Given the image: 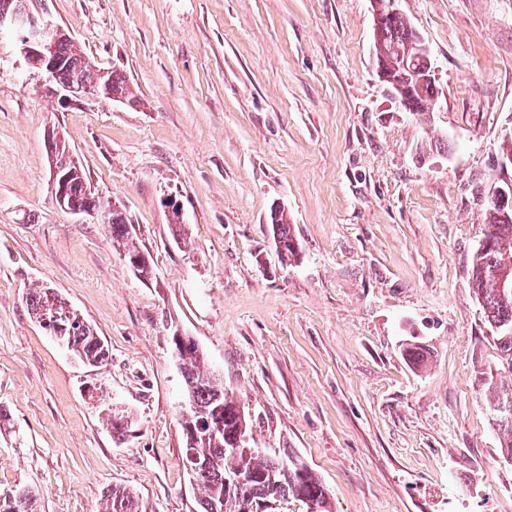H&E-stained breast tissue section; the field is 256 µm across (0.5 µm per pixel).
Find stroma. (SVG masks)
Returning a JSON list of instances; mask_svg holds the SVG:
<instances>
[{"mask_svg": "<svg viewBox=\"0 0 512 512\" xmlns=\"http://www.w3.org/2000/svg\"><path fill=\"white\" fill-rule=\"evenodd\" d=\"M32 2L139 102L61 104L0 40V493L104 512L121 485L139 512H198L182 335L249 413L252 447L297 455L334 512H512L470 280L483 200L512 180V0H400L435 72L427 112L380 82L370 0ZM52 128L125 206L152 280L104 225L56 209ZM275 205L298 244L289 266ZM40 284L96 328L107 365L30 316ZM272 210L267 226L272 234L280 261L286 265H291V261H295L299 255L297 249L291 246V242L296 241L292 225L289 224L288 214L284 210L278 208ZM274 212L276 213L274 214Z\"/></svg>", "mask_w": 512, "mask_h": 512, "instance_id": "1", "label": "stroma"}]
</instances>
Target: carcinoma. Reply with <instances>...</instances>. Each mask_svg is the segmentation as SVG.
Masks as SVG:
<instances>
[{"instance_id":"1","label":"carcinoma","mask_w":512,"mask_h":512,"mask_svg":"<svg viewBox=\"0 0 512 512\" xmlns=\"http://www.w3.org/2000/svg\"><path fill=\"white\" fill-rule=\"evenodd\" d=\"M381 17V28L375 50L387 66L401 68L404 58L416 71L427 68L430 53L416 34L410 20L402 12H393L388 0H375ZM55 56L60 61L57 84L76 87L93 95L104 92L106 99L126 103H140L133 87L121 72L103 73L96 68L67 37L56 44ZM437 86L418 83L413 86L408 109L423 112L434 100ZM53 153L54 168L69 175L68 202L83 210L105 212L109 223L106 229L112 244L131 262L144 255L135 241L132 225L121 203L101 197L91 190L83 167L74 161L64 143H56ZM485 224L482 236L492 240L490 249L476 250L470 268L473 292L481 307L485 321L495 336L493 346L501 364L512 372V297H504L497 281V272L512 265V208L506 211L484 202ZM272 234L280 261L286 265L297 259L298 251L291 246L295 236L288 222V214L279 210L269 216ZM29 314L37 321L49 322L62 340L81 362L95 367L109 362L110 351L96 330L48 286L35 288L26 297ZM181 366L188 398L211 418L217 431L208 435L182 426L184 458L190 466L196 485L203 489L200 512H256L267 501L286 502L290 498L300 501L308 512H332L331 504L321 481L297 456L287 455L275 459L256 448L248 459L230 452L239 436L251 431L250 419L238 405L227 398L224 384L216 376L201 369L202 354L195 345L174 348ZM480 384L489 396L493 426L502 433L501 453L512 459V382L495 379L494 372L480 371ZM245 468L252 478L241 485H228L226 478ZM111 507L106 512H137L135 495L127 488L114 486L108 491ZM0 512H40L38 494L25 487L0 493Z\"/></svg>"}]
</instances>
